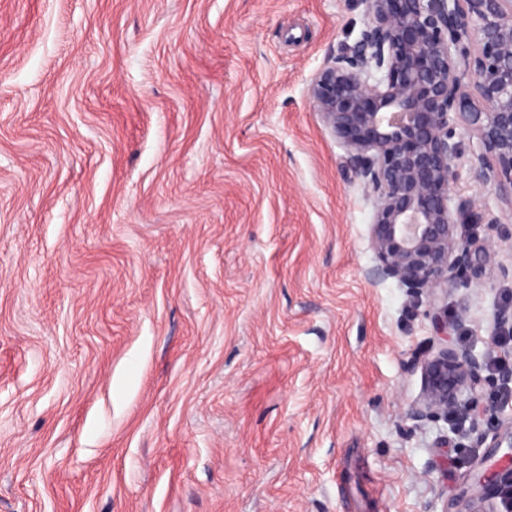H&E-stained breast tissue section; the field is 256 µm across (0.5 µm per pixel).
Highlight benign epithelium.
Returning <instances> with one entry per match:
<instances>
[{
  "instance_id": "obj_1",
  "label": "benign epithelium",
  "mask_w": 512,
  "mask_h": 512,
  "mask_svg": "<svg viewBox=\"0 0 512 512\" xmlns=\"http://www.w3.org/2000/svg\"><path fill=\"white\" fill-rule=\"evenodd\" d=\"M367 22L343 44L310 84L316 111L349 153L355 174L375 200L371 245L377 283L395 278L412 296L446 288L479 271L490 257L456 236V225L480 220L452 204L464 154L456 128L476 135L469 179L494 185L512 200V0H359ZM439 334L415 357L426 383L417 421L448 418L457 435L478 429L488 354L455 343L448 318L435 313ZM498 329L512 330V304L493 312ZM491 448L512 449V417L498 421ZM512 486V452L489 455L457 494L464 512H500L493 502Z\"/></svg>"
}]
</instances>
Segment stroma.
<instances>
[{"label":"stroma","mask_w":512,"mask_h":512,"mask_svg":"<svg viewBox=\"0 0 512 512\" xmlns=\"http://www.w3.org/2000/svg\"><path fill=\"white\" fill-rule=\"evenodd\" d=\"M356 0H0V512H448L479 431L417 421L436 336L512 365L495 255L410 299L309 87Z\"/></svg>","instance_id":"35a3bbf8"}]
</instances>
